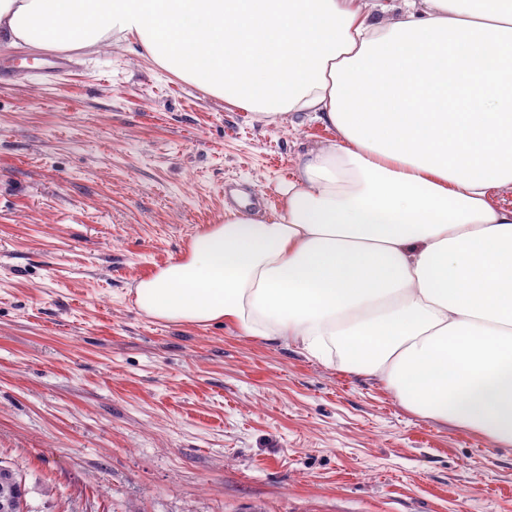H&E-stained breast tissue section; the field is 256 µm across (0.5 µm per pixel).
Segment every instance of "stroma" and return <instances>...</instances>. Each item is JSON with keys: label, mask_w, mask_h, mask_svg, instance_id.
Wrapping results in <instances>:
<instances>
[{"label": "stroma", "mask_w": 512, "mask_h": 512, "mask_svg": "<svg viewBox=\"0 0 512 512\" xmlns=\"http://www.w3.org/2000/svg\"><path fill=\"white\" fill-rule=\"evenodd\" d=\"M51 58L0 48V464L30 512H512L511 450L134 303L226 190L280 206L331 131L258 122L133 45Z\"/></svg>", "instance_id": "obj_1"}]
</instances>
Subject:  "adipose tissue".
Returning <instances> with one entry per match:
<instances>
[{
    "instance_id": "ef3b65f1",
    "label": "adipose tissue",
    "mask_w": 512,
    "mask_h": 512,
    "mask_svg": "<svg viewBox=\"0 0 512 512\" xmlns=\"http://www.w3.org/2000/svg\"><path fill=\"white\" fill-rule=\"evenodd\" d=\"M118 42L334 134L267 217L226 212L139 279V310L296 345L512 448V0H0V46Z\"/></svg>"
}]
</instances>
